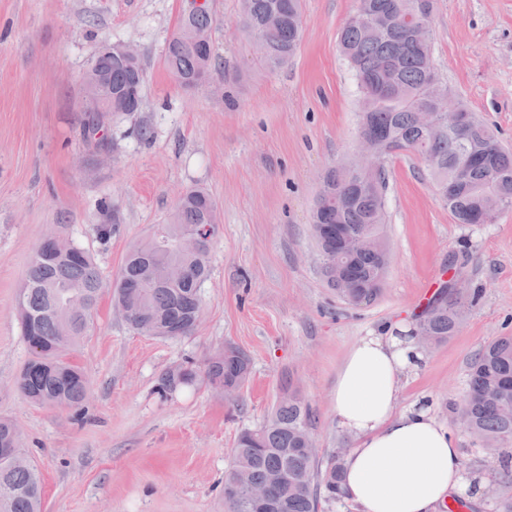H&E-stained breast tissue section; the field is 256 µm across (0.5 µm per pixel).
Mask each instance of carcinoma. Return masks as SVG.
Segmentation results:
<instances>
[{
  "label": "carcinoma",
  "mask_w": 512,
  "mask_h": 512,
  "mask_svg": "<svg viewBox=\"0 0 512 512\" xmlns=\"http://www.w3.org/2000/svg\"><path fill=\"white\" fill-rule=\"evenodd\" d=\"M357 2L340 30L339 47L355 73L362 102L360 123L381 144L406 148L423 159L455 223H477L489 189L496 192L502 208H512V150L464 102L459 107L469 124L462 133L445 131L429 140L416 123L419 109H432L440 98L451 96L448 85L428 72L429 34L417 36L404 22L405 16L415 13L418 0ZM241 9L244 28L260 38L266 62L273 67L287 63L302 33L300 0H241ZM365 13L382 18V25L368 27L362 19ZM165 62L176 79L192 82L202 66H210L211 55L173 36ZM91 70L102 80L100 89L112 88L113 111H138L144 83L141 63L99 54ZM375 181L386 184V169L350 180L344 163L330 167L313 219L318 224H338L354 235L384 238L385 196L373 191ZM213 219H218V206L212 196L202 188H187L167 220L166 236L156 243L150 237L128 250L112 296L115 304L131 309L128 325L134 330L174 338L194 330L202 311L199 288L209 273V246L184 252L176 242L179 234ZM319 245L322 265L341 262L354 283L343 296L347 303L358 306L378 298L386 275L379 252L348 255L332 238ZM48 250L47 257L33 251L18 296V315L32 320L31 335L24 340L36 352L25 364L18 388L34 403L79 409L87 396V381L68 355L91 330L102 281L84 248L62 241ZM480 296L478 289L469 293L443 289L418 318L416 328L438 343L445 342L458 330L457 308L471 309ZM249 375L247 355L226 345L207 360L202 373L192 363L179 377L166 372L158 393L166 398L178 387L200 380L220 388L230 379L245 380ZM460 410L468 418L471 435L490 444L512 442V335L488 343L471 360ZM314 422V411L290 388L288 399L277 401L262 426L241 431L224 471L226 512H249L246 490L231 483L238 469L247 471L256 484L282 476L272 495L274 512H318L321 498L340 496L339 461L333 457L324 467L319 458L301 451ZM0 512H42L40 476L21 448L14 457L0 460Z\"/></svg>",
  "instance_id": "1"
}]
</instances>
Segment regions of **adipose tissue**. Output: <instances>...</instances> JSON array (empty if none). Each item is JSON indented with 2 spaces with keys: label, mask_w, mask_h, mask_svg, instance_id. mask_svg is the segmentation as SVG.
<instances>
[{
  "label": "adipose tissue",
  "mask_w": 512,
  "mask_h": 512,
  "mask_svg": "<svg viewBox=\"0 0 512 512\" xmlns=\"http://www.w3.org/2000/svg\"><path fill=\"white\" fill-rule=\"evenodd\" d=\"M424 360L411 330L396 322L361 337L337 373L332 411L354 441L341 462V487L358 512H435L489 483L465 469L456 438L429 404L398 410L402 373Z\"/></svg>",
  "instance_id": "obj_1"
}]
</instances>
